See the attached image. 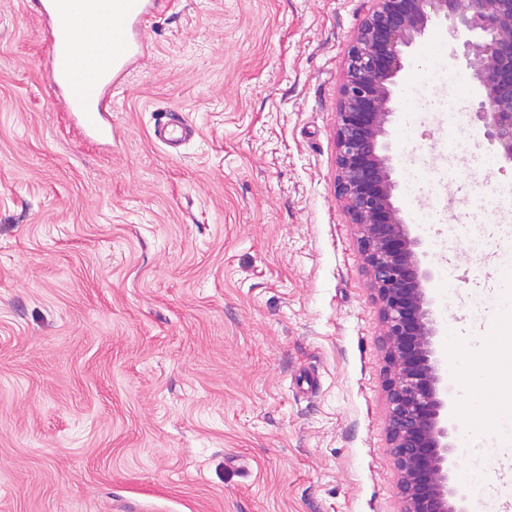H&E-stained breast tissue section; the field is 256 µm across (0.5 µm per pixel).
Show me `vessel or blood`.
I'll use <instances>...</instances> for the list:
<instances>
[{
  "label": "vessel or blood",
  "instance_id": "b4317fda",
  "mask_svg": "<svg viewBox=\"0 0 512 512\" xmlns=\"http://www.w3.org/2000/svg\"><path fill=\"white\" fill-rule=\"evenodd\" d=\"M49 46L48 80L76 130L85 138L109 136L104 115L124 96L125 77L143 57L147 35L174 0H26ZM197 134L181 113L153 129L156 141L178 150Z\"/></svg>",
  "mask_w": 512,
  "mask_h": 512
}]
</instances>
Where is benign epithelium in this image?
Wrapping results in <instances>:
<instances>
[{"mask_svg":"<svg viewBox=\"0 0 512 512\" xmlns=\"http://www.w3.org/2000/svg\"><path fill=\"white\" fill-rule=\"evenodd\" d=\"M442 18L452 55L474 68V118L512 163V0H372L346 60L336 126V195L357 228L369 287L379 305L390 368L388 435L401 512H465L448 486V420L426 274L400 210L381 138L397 111L394 78L403 49ZM478 35V40L469 39Z\"/></svg>","mask_w":512,"mask_h":512,"instance_id":"obj_1","label":"benign epithelium"}]
</instances>
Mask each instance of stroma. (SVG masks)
I'll use <instances>...</instances> for the list:
<instances>
[{"label":"stroma","instance_id":"35a3bbf8","mask_svg":"<svg viewBox=\"0 0 512 512\" xmlns=\"http://www.w3.org/2000/svg\"><path fill=\"white\" fill-rule=\"evenodd\" d=\"M370 0H182L84 142L24 0H0V512H400L379 308L335 194L344 61ZM444 21L405 50L384 142L421 241L450 479L495 441L512 330L494 211L512 164ZM463 91L449 164L442 98ZM198 135L170 154L167 111ZM424 171L417 195L405 169ZM483 234L472 244L467 228Z\"/></svg>","mask_w":512,"mask_h":512}]
</instances>
